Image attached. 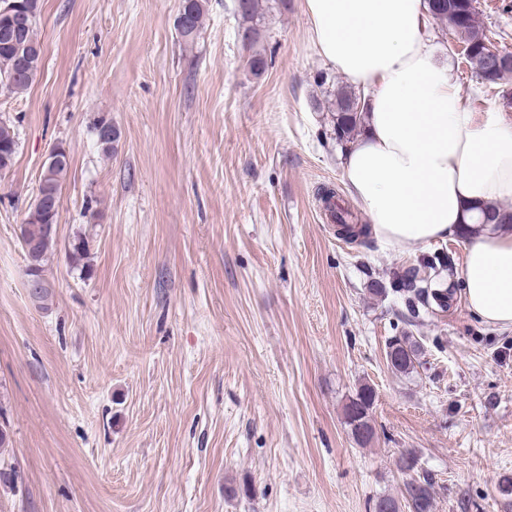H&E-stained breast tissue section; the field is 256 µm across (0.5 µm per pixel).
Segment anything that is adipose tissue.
Wrapping results in <instances>:
<instances>
[{
  "instance_id": "obj_1",
  "label": "adipose tissue",
  "mask_w": 512,
  "mask_h": 512,
  "mask_svg": "<svg viewBox=\"0 0 512 512\" xmlns=\"http://www.w3.org/2000/svg\"><path fill=\"white\" fill-rule=\"evenodd\" d=\"M314 50L369 91L345 149L347 189L380 240L459 234L472 208L512 201V122L469 112L452 62L433 59L423 0H305ZM467 310L512 329V225L476 224L459 271Z\"/></svg>"
}]
</instances>
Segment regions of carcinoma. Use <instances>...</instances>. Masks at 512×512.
<instances>
[{
    "label": "carcinoma",
    "instance_id": "cac0c4a2",
    "mask_svg": "<svg viewBox=\"0 0 512 512\" xmlns=\"http://www.w3.org/2000/svg\"><path fill=\"white\" fill-rule=\"evenodd\" d=\"M428 14L433 20L460 37L468 52L467 64L475 76L485 86L496 89L508 75L512 74V51L500 54L501 65L491 69L488 46L492 41L486 35L474 0H426ZM242 30L248 34L246 44H255L262 35L264 8L262 0H245ZM204 19L203 0H181L177 30L182 38L192 40L200 30ZM42 44L38 39L37 26H31L15 43L5 38L3 20L0 19V80L14 76L8 90L20 93L33 83L39 70L42 57ZM332 112L333 134L337 142L348 144L363 130V118L367 112L366 97L343 88L337 90L335 101L328 108ZM18 149V139L14 128L0 120V166L12 167ZM70 162L65 160L41 172L39 188L50 193L61 192L62 183L68 175ZM512 224V209L502 205L497 209L480 214L476 224ZM58 213L55 211L27 210L25 224L21 225L20 238L25 243H35L39 252L37 277H45V267L57 244ZM88 243L79 238L73 242L68 253V261L75 268L85 267ZM454 257L442 252L427 253L411 263L395 267L389 275L388 285L372 284L373 290L391 291L403 303L405 322L418 325L437 309L448 310L454 302V293L440 283H428L419 277V270L429 268L444 274L452 268ZM423 354L420 338L406 331L388 345L387 356L391 358L390 368L400 375L411 373L416 361ZM374 389L363 384L354 398L345 406V418L357 441L366 443L374 436L369 411L375 402ZM398 466L400 471L409 474L404 487L403 500L390 496L378 498L375 512H434L435 490L432 476L419 468L418 455L414 450L401 454Z\"/></svg>",
    "mask_w": 512,
    "mask_h": 512
}]
</instances>
